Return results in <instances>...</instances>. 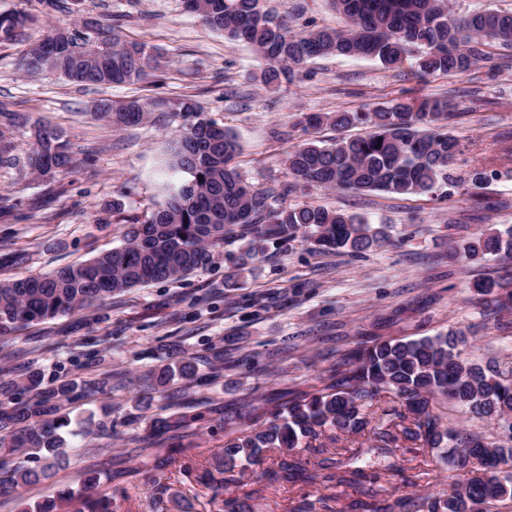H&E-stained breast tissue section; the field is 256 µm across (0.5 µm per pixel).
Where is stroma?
Here are the masks:
<instances>
[{
	"label": "stroma",
	"instance_id": "1",
	"mask_svg": "<svg viewBox=\"0 0 512 512\" xmlns=\"http://www.w3.org/2000/svg\"><path fill=\"white\" fill-rule=\"evenodd\" d=\"M297 33L344 27L332 0H262ZM30 17L23 41L0 40V102L31 120L61 130L76 160L74 172L43 181L0 165V256L21 254L1 278L41 275L119 246L126 224L149 214L152 172L160 143L175 125L161 112L136 126L114 128L95 119L94 102L191 95L206 116L237 136L236 165L255 187L274 189L273 207L312 204L367 217L389 227L392 244L348 256L316 251L298 238L269 245L250 273L237 274L225 243L213 264L178 282L151 283L112 296L77 314L0 335V368H38L45 381H89L111 375L97 400L69 405L64 437L70 466L52 480L22 489L33 503L59 492H79L97 472L113 512H164L174 493L193 497L199 512H224L230 500L257 490L254 468L237 473L214 494L204 471L224 450L223 418L250 400H267L296 386L317 384L341 355L358 344L419 338L458 329L464 355L512 364V315L476 302L472 279L512 275L495 256L452 262L451 247L487 228L512 226V50L461 75L420 79L404 65L386 69L367 59L329 56L308 62L274 88L259 80L262 61L247 45L224 39L187 12L183 0H0V13ZM56 28H93L105 36L147 44L157 60L148 79L130 85L77 87L52 75L29 76L21 55ZM451 96L461 116L450 126L465 144L450 166L447 185L433 194L356 195L333 189L287 190L286 159L294 147L329 143L336 128H304L310 113L364 112L406 96ZM489 174L480 189L473 166ZM120 209H113V202ZM226 364L192 388L175 382L148 389L142 375L166 362L170 345ZM148 398L150 407L139 405ZM112 408L103 414L102 405ZM184 415L182 438L159 441L164 463L132 475L141 463L138 438L154 417Z\"/></svg>",
	"mask_w": 512,
	"mask_h": 512
}]
</instances>
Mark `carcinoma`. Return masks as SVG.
<instances>
[{
    "label": "carcinoma",
    "instance_id": "cac0c4a2",
    "mask_svg": "<svg viewBox=\"0 0 512 512\" xmlns=\"http://www.w3.org/2000/svg\"><path fill=\"white\" fill-rule=\"evenodd\" d=\"M186 9L224 38L251 46L265 61L261 81L267 86L292 78L296 68L321 57L366 58L392 68L419 50L415 71L422 78L460 75L488 59L486 48H512V12L477 9L454 18L447 0H333L348 20L344 29L322 28L303 36L291 33L278 16L262 10L260 0H184ZM30 18L23 12L0 13V40L24 35ZM56 29L33 44L20 63L27 75L53 73L77 86L124 85L141 81L151 56L146 44L117 37L105 41L92 30L66 32L62 49L47 45ZM457 102L427 96L419 102L398 97L370 112L308 114L302 123L336 128L367 124L358 137H338L329 144L308 142L288 153L291 186L352 193L380 191L396 195L432 193L448 182V168L464 145L448 132ZM150 112L181 119L161 150L163 172L154 206L144 221L127 225L123 244L94 258L49 275L0 279V332L90 308L112 295L150 282L178 281L213 264L225 238L240 233L245 244L232 258L244 274L274 240L302 235L323 251L362 255L390 243L388 227L341 210L301 204L275 208L268 190L245 183L234 164L236 135L207 118L190 96L131 99L112 110L99 103L95 116L117 127L138 125ZM31 126L23 157L11 154L5 134ZM0 163L23 167L49 180L75 164L69 143L54 127L0 103ZM497 256L512 262V227L489 229L452 248L449 258ZM473 296L493 297L497 311L512 313V279H477ZM466 338L448 330L434 336L386 340L345 354L340 367L319 378L308 390L299 387L274 407L247 402L236 411L239 426L213 463L221 475L214 492L224 489L222 475L238 466L260 467L258 479L269 484L300 478L328 487L335 481L360 483L363 470L337 476L343 461L326 455L327 432L357 434L370 428V450L388 457L412 442L421 449L416 477L448 478L450 492L420 500L417 512H512V368L481 365L462 357ZM194 357L173 348L170 362L143 376L147 387L175 380L189 386L202 379ZM108 379L78 384L47 383L36 369L0 380V498L20 497V489L37 484L70 462L63 429L70 424L67 405L78 396L103 392ZM394 405L380 408L382 394ZM465 407L476 419L495 420L502 428L497 442L443 423L442 399ZM152 435L141 438V453L155 464L153 438L178 430L167 418H156ZM305 447L315 457L312 469L291 455ZM44 460L30 468L23 459ZM100 478L89 475L75 512H110V502L94 493ZM71 499L59 493L20 512H61Z\"/></svg>",
    "mask_w": 512,
    "mask_h": 512
}]
</instances>
